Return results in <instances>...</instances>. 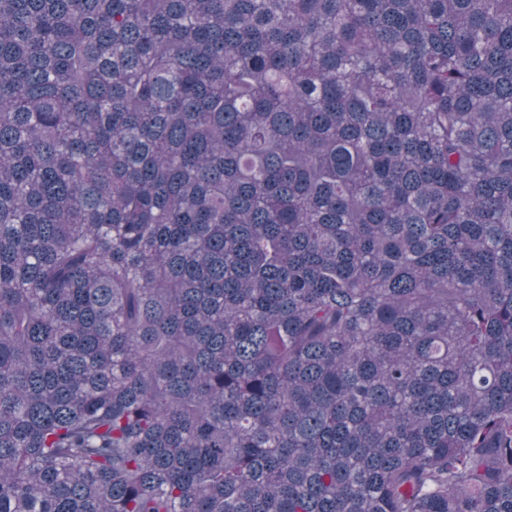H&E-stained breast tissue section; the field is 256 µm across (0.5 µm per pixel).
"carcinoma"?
<instances>
[{"label":"carcinoma","mask_w":512,"mask_h":512,"mask_svg":"<svg viewBox=\"0 0 512 512\" xmlns=\"http://www.w3.org/2000/svg\"><path fill=\"white\" fill-rule=\"evenodd\" d=\"M0 512H512V0H0Z\"/></svg>","instance_id":"carcinoma-1"}]
</instances>
